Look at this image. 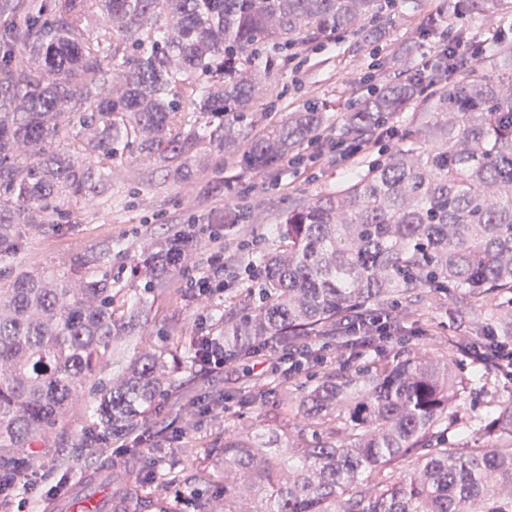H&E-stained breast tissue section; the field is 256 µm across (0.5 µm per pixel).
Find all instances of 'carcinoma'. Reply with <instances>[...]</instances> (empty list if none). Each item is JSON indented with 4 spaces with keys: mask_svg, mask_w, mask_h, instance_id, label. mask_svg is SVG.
Wrapping results in <instances>:
<instances>
[{
    "mask_svg": "<svg viewBox=\"0 0 512 512\" xmlns=\"http://www.w3.org/2000/svg\"><path fill=\"white\" fill-rule=\"evenodd\" d=\"M497 0H459L470 14ZM403 0H0V478L35 444L65 427L91 395L98 455L112 453V512H163L149 495L143 449L109 450L130 438L181 368L204 372L190 342L130 355L152 305L120 302L104 270L107 248L73 275L16 270L22 225L59 224L74 205L112 209L117 162L159 165L182 179L204 152L232 153L258 172L298 153L328 123L309 103L251 136L249 112L275 60L322 39L367 40ZM448 82L412 133L334 193L288 206L273 248L253 260L259 305L224 324V358L250 360L253 342L280 349L336 335L344 319L420 292L512 294V75L490 79L437 63ZM377 88L347 117L349 142H373L380 123L411 103L415 86L376 64ZM195 243L166 228L137 268L158 285ZM121 363L93 383L109 360ZM451 362L410 349L380 354L353 372L329 370L304 392L298 413L319 429L305 447L275 432L224 431L222 482L186 449L176 485L192 512H512V448L462 451L433 441L459 401ZM475 432L512 437V396ZM408 464L402 474L395 465ZM168 465V469H173Z\"/></svg>",
    "mask_w": 512,
    "mask_h": 512,
    "instance_id": "obj_1",
    "label": "carcinoma"
}]
</instances>
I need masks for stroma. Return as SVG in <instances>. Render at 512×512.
I'll return each instance as SVG.
<instances>
[{
    "label": "stroma",
    "instance_id": "1",
    "mask_svg": "<svg viewBox=\"0 0 512 512\" xmlns=\"http://www.w3.org/2000/svg\"><path fill=\"white\" fill-rule=\"evenodd\" d=\"M454 3L455 0H416L413 10L380 20L376 47L392 71L405 72L422 56L433 55L456 27L466 28L471 36L484 40L494 29L512 25V0H502L480 18L469 16L458 20L455 27L450 24L455 18ZM437 13L444 15L445 25L427 29L428 16ZM371 49L339 37L324 40L315 50L302 51L294 62L275 70L266 81L250 114L252 132H263L285 113L311 101L327 110V137L343 136L344 113L349 101L367 93L362 79L374 62ZM353 171L351 162L328 151L319 158L314 170L284 162L265 174L230 163L222 165L216 156L205 154L189 182L173 173L140 164L125 180H113L112 214L104 221L87 218L84 209L75 206L66 224L26 226V250L20 267L38 271L52 266L66 272L77 257L94 255L110 244L114 247L109 263L113 281L128 289L132 296H140L145 279L134 275L132 269L143 244L152 241L165 224L184 227L196 221L207 223L214 187L223 184L225 217H233L241 210L252 214L249 223L224 229L227 258L224 290L202 302L186 296L155 299L152 312L156 326L150 341L171 348L195 336L202 324L211 334L219 336L224 332L225 321L235 320L241 308L255 303L258 287L248 279L244 269L259 252L271 247L272 230L287 211L289 196L309 199L336 191ZM392 313L405 333L386 342V350L424 348L434 360L452 361L460 384L466 387L462 412H486L501 396L512 395V380L495 373L489 374L483 389L468 388L474 361L456 346L461 339L479 337L484 329L495 330L500 335L512 333L511 293L495 299L487 308L458 291L431 293L393 308ZM322 372V366H311L300 375L281 380L276 390L264 393L266 407L260 412L251 406L227 402L224 413L216 421L198 412V400L210 401L229 390L249 393L252 385L238 380L235 372L229 370L205 379L193 371L180 372L175 393L185 403L177 422L184 438L171 443L167 450L169 459L181 458L184 449L190 448L198 463L215 467L211 451L221 445L228 427L259 433L274 430L290 442L300 445L310 442L312 431L305 427L292 401L318 381ZM91 423L88 405L77 406L69 413L65 428L49 441V454L42 457L46 463L61 454L72 459L73 464L64 475L66 483H73L80 476L102 477L112 469L111 457L91 454L84 441Z\"/></svg>",
    "mask_w": 512,
    "mask_h": 512
}]
</instances>
